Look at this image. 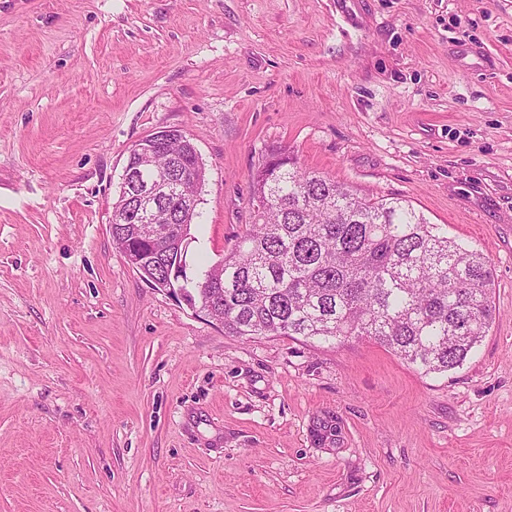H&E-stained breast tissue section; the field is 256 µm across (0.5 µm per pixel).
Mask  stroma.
Segmentation results:
<instances>
[{
  "instance_id": "1",
  "label": "stroma",
  "mask_w": 512,
  "mask_h": 512,
  "mask_svg": "<svg viewBox=\"0 0 512 512\" xmlns=\"http://www.w3.org/2000/svg\"><path fill=\"white\" fill-rule=\"evenodd\" d=\"M169 127L205 168L188 277L282 147L488 256L481 344L425 375L151 288L108 224ZM0 512H512V0H0Z\"/></svg>"
}]
</instances>
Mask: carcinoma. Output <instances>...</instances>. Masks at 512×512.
Returning a JSON list of instances; mask_svg holds the SVG:
<instances>
[{"label":"carcinoma","mask_w":512,"mask_h":512,"mask_svg":"<svg viewBox=\"0 0 512 512\" xmlns=\"http://www.w3.org/2000/svg\"><path fill=\"white\" fill-rule=\"evenodd\" d=\"M171 151L192 173L197 159L178 142ZM199 200L171 198L169 244L155 247L146 224L112 225V242L163 281L181 264ZM251 228L234 248L184 283L203 309L224 289V332L289 336L343 344L368 338L423 374L466 361L494 319L489 259L448 237L401 198L368 197L297 165L276 149L252 175Z\"/></svg>","instance_id":"carcinoma-1"}]
</instances>
